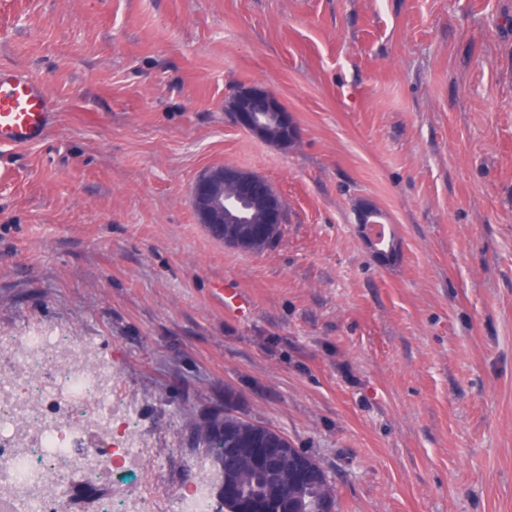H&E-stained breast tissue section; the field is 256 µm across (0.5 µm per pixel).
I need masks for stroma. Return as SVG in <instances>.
<instances>
[{
    "label": "stroma",
    "mask_w": 512,
    "mask_h": 512,
    "mask_svg": "<svg viewBox=\"0 0 512 512\" xmlns=\"http://www.w3.org/2000/svg\"><path fill=\"white\" fill-rule=\"evenodd\" d=\"M0 64L55 104L0 146V336L111 358L158 487L229 402L320 461L337 512H512V0H0ZM243 87L293 147L230 119ZM217 165L282 197L274 248L198 224ZM229 112L233 113L236 125L254 135L262 124L258 119L260 113H276V119L290 131L294 137L296 130L288 110L282 105L278 96L268 90L242 88L227 102Z\"/></svg>",
    "instance_id": "obj_1"
}]
</instances>
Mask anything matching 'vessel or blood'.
Masks as SVG:
<instances>
[{
	"label": "vessel or blood",
	"mask_w": 512,
	"mask_h": 512,
	"mask_svg": "<svg viewBox=\"0 0 512 512\" xmlns=\"http://www.w3.org/2000/svg\"><path fill=\"white\" fill-rule=\"evenodd\" d=\"M53 102L41 82L0 65V144L14 147L39 142L48 128Z\"/></svg>",
	"instance_id": "b4317fda"
}]
</instances>
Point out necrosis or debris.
Here are the masks:
<instances>
[{"label":"necrosis or debris","mask_w":512,"mask_h":512,"mask_svg":"<svg viewBox=\"0 0 512 512\" xmlns=\"http://www.w3.org/2000/svg\"><path fill=\"white\" fill-rule=\"evenodd\" d=\"M147 445L95 346L42 325L0 344V512H76L74 489L147 467ZM176 488L113 486L96 512H213L207 465Z\"/></svg>","instance_id":"1"}]
</instances>
